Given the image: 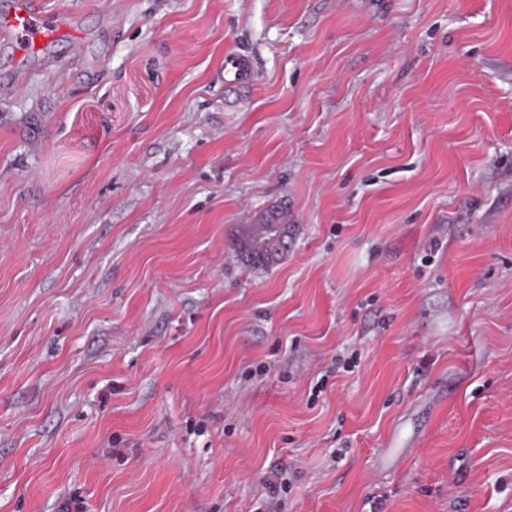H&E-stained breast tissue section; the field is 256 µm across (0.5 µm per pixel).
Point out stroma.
I'll return each instance as SVG.
<instances>
[{"label": "stroma", "instance_id": "stroma-1", "mask_svg": "<svg viewBox=\"0 0 512 512\" xmlns=\"http://www.w3.org/2000/svg\"><path fill=\"white\" fill-rule=\"evenodd\" d=\"M34 2L0 512H512V0ZM224 72L227 75L226 85L235 86L252 81L253 74L244 59L239 56H226L224 58ZM271 213L270 222L266 218L262 222L263 224H243L232 235L230 244L237 253L241 264L246 267L266 268L272 266L288 252L283 241L289 243L292 236L288 235L286 231L294 234L297 225L288 224V214L283 209L273 210ZM283 235L285 236L284 240Z\"/></svg>", "mask_w": 512, "mask_h": 512}]
</instances>
